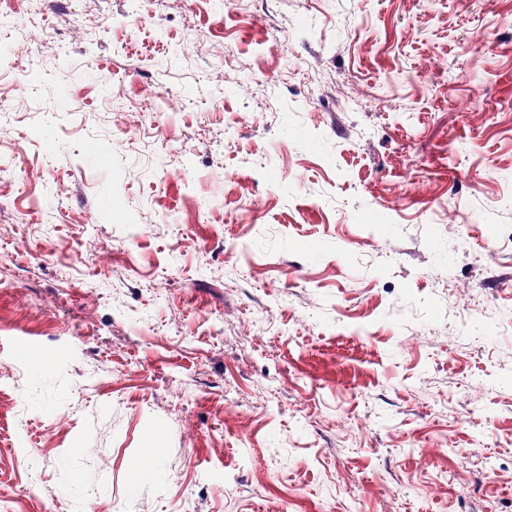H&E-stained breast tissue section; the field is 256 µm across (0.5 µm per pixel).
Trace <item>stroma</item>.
Listing matches in <instances>:
<instances>
[{
  "label": "stroma",
  "instance_id": "35a3bbf8",
  "mask_svg": "<svg viewBox=\"0 0 512 512\" xmlns=\"http://www.w3.org/2000/svg\"><path fill=\"white\" fill-rule=\"evenodd\" d=\"M13 9L0 504L512 512V0Z\"/></svg>",
  "mask_w": 512,
  "mask_h": 512
}]
</instances>
